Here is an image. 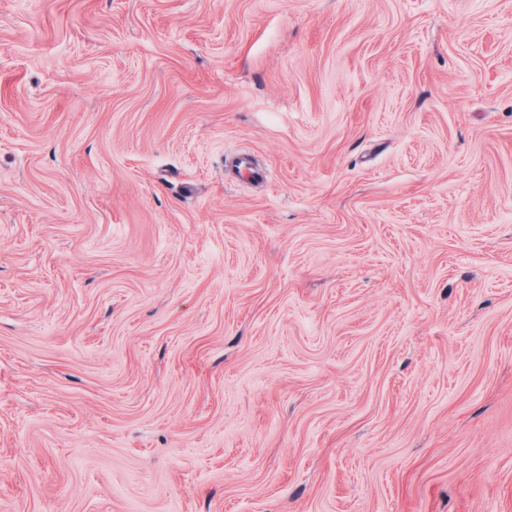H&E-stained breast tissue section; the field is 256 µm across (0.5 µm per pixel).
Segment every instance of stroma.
I'll use <instances>...</instances> for the list:
<instances>
[{
    "label": "stroma",
    "instance_id": "1",
    "mask_svg": "<svg viewBox=\"0 0 512 512\" xmlns=\"http://www.w3.org/2000/svg\"><path fill=\"white\" fill-rule=\"evenodd\" d=\"M0 512H512V0H0Z\"/></svg>",
    "mask_w": 512,
    "mask_h": 512
}]
</instances>
